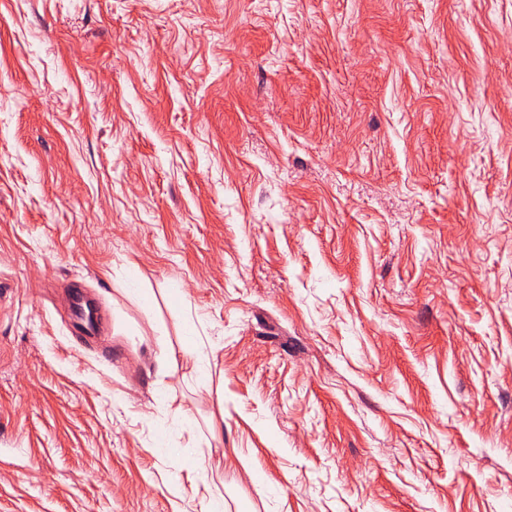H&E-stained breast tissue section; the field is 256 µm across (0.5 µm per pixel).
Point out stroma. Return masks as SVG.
Instances as JSON below:
<instances>
[{
	"label": "stroma",
	"instance_id": "obj_1",
	"mask_svg": "<svg viewBox=\"0 0 512 512\" xmlns=\"http://www.w3.org/2000/svg\"><path fill=\"white\" fill-rule=\"evenodd\" d=\"M214 493L512 512V0H0V512Z\"/></svg>",
	"mask_w": 512,
	"mask_h": 512
}]
</instances>
